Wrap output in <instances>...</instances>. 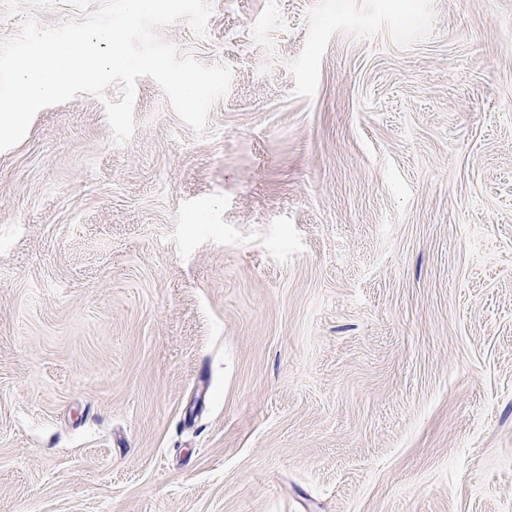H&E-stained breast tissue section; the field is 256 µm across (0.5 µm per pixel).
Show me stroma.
Instances as JSON below:
<instances>
[{"instance_id": "35a3bbf8", "label": "stroma", "mask_w": 512, "mask_h": 512, "mask_svg": "<svg viewBox=\"0 0 512 512\" xmlns=\"http://www.w3.org/2000/svg\"><path fill=\"white\" fill-rule=\"evenodd\" d=\"M0 151V512H512V0H210Z\"/></svg>"}]
</instances>
